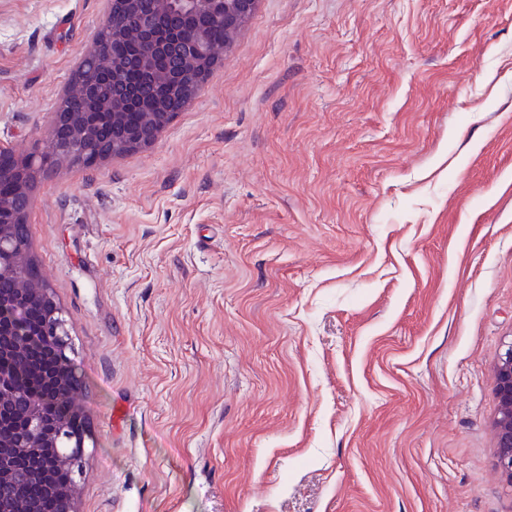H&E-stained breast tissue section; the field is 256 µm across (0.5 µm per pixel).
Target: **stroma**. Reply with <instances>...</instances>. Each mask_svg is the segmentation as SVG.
Wrapping results in <instances>:
<instances>
[{
	"label": "stroma",
	"instance_id": "1",
	"mask_svg": "<svg viewBox=\"0 0 512 512\" xmlns=\"http://www.w3.org/2000/svg\"><path fill=\"white\" fill-rule=\"evenodd\" d=\"M105 14L0 0V151L44 150ZM32 194L76 512H512V0H257L151 147ZM497 414L493 434L497 467L512 482V343L501 353L494 370Z\"/></svg>",
	"mask_w": 512,
	"mask_h": 512
}]
</instances>
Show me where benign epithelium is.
<instances>
[{"mask_svg":"<svg viewBox=\"0 0 512 512\" xmlns=\"http://www.w3.org/2000/svg\"><path fill=\"white\" fill-rule=\"evenodd\" d=\"M109 10L103 28L110 41L96 40L84 57L78 74L67 89L63 104L48 127L46 143L61 153L89 157L88 164L152 145L161 131L175 118L168 111L166 92L181 88L191 77L210 73L223 59L233 36L253 12L257 0H155L157 11L188 23L193 19L222 20L227 37L224 45L209 41L207 29L198 25L185 38L182 30L156 27L152 13L141 0H108ZM138 44L142 52L128 59L112 54L111 42ZM137 69L143 80L164 90L148 97L137 84L126 85L109 98L101 95L104 85L117 73ZM111 117L110 132L97 134L103 113ZM45 167L43 156L31 153L20 161L12 157L0 162V479L14 473L13 461L27 460L26 476L39 478L45 488L59 496L60 512H75L76 476L91 440L84 431L80 442L65 446L67 427L46 413V402L32 399L24 425L16 424L14 408L17 393L14 381L25 357L39 352L58 355L68 368L57 377L60 395L78 416L83 406L76 401L79 385L76 367L70 358L69 333L61 307L41 278L32 276L37 266L30 254L31 236L21 237L18 229L31 230L28 215L31 190L37 173ZM26 314L29 326L20 323ZM497 414L493 434L497 467L512 482V343L498 358L494 370ZM66 470L68 483L57 488L56 473Z\"/></svg>","mask_w":512,"mask_h":512,"instance_id":"obj_1","label":"benign epithelium"}]
</instances>
